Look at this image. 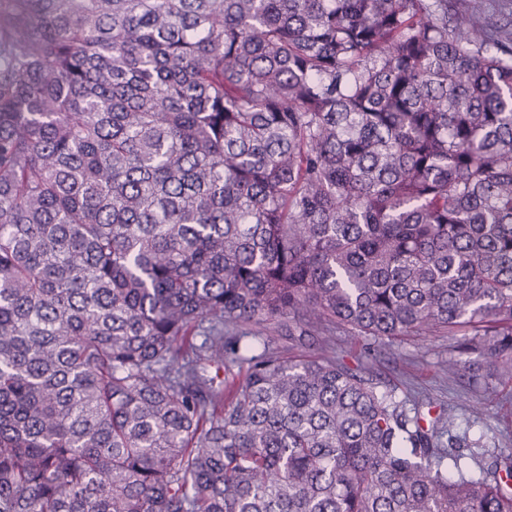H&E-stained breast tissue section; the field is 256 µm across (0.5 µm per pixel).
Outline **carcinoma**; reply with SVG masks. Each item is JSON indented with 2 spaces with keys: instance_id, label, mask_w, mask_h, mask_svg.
<instances>
[{
  "instance_id": "obj_1",
  "label": "carcinoma",
  "mask_w": 512,
  "mask_h": 512,
  "mask_svg": "<svg viewBox=\"0 0 512 512\" xmlns=\"http://www.w3.org/2000/svg\"><path fill=\"white\" fill-rule=\"evenodd\" d=\"M253 326L512 383V0H0V512H512Z\"/></svg>"
}]
</instances>
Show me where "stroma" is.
Listing matches in <instances>:
<instances>
[{
  "label": "stroma",
  "mask_w": 512,
  "mask_h": 512,
  "mask_svg": "<svg viewBox=\"0 0 512 512\" xmlns=\"http://www.w3.org/2000/svg\"><path fill=\"white\" fill-rule=\"evenodd\" d=\"M337 355L351 368L373 378L380 390H392L411 401L429 396L453 407L459 418L471 419L470 439L484 438L501 448H512V384L488 392L484 382L470 378L467 371L446 376L441 368L459 358L456 337L434 332L376 342L365 350L344 329L331 335Z\"/></svg>",
  "instance_id": "obj_1"
}]
</instances>
